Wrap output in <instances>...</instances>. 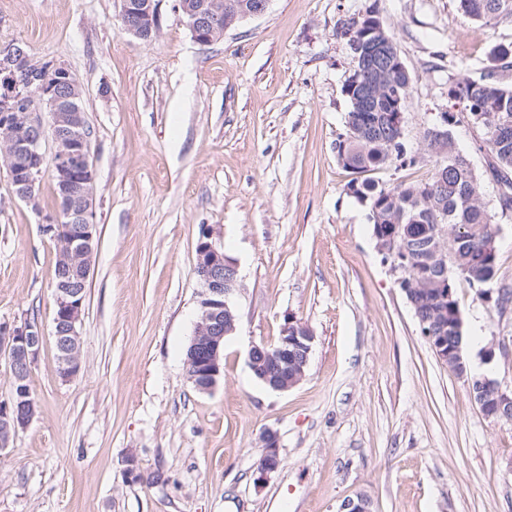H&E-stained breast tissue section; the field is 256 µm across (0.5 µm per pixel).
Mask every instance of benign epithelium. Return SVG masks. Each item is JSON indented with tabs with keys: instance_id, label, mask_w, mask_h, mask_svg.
Returning a JSON list of instances; mask_svg holds the SVG:
<instances>
[{
	"instance_id": "obj_1",
	"label": "benign epithelium",
	"mask_w": 512,
	"mask_h": 512,
	"mask_svg": "<svg viewBox=\"0 0 512 512\" xmlns=\"http://www.w3.org/2000/svg\"><path fill=\"white\" fill-rule=\"evenodd\" d=\"M270 0L259 2L248 9L222 0H176L175 8L185 20L195 41L203 44L214 41L218 30H228L236 21L259 16L268 8ZM120 15L136 20L126 25L124 32L140 40L155 38L159 28L160 0H120ZM367 34L372 36L364 52L362 67L369 79L359 81V74L351 80L360 88V97L367 102L378 98L376 88L389 74L405 71L397 44L382 34L378 19L367 22ZM25 64L27 77L15 76L17 63ZM0 79L8 89L0 97V130L3 131V151L10 162L24 160L29 167L24 174L12 178L15 195L22 201L35 203L31 190L42 174L45 155L41 150L46 136L41 109L46 107L52 116L51 135L57 149L51 158L50 169L57 181V192L63 199L64 210L52 221L42 225V232H55L58 244L57 277L54 281L56 315L53 336L58 348L59 375L68 382L81 369L78 325L84 296L75 282L89 278L95 249L96 224L94 217V172L88 161L90 135L81 102L83 90L77 77L64 65L35 60L21 42H13L0 49ZM403 225L394 226L392 235H375L379 253L395 256L396 239L402 235ZM432 246L421 267L410 273L403 263L393 262L392 273L397 283L412 286L426 280L432 269L448 267L446 240L448 228L437 224L432 233ZM196 275L202 285L198 320L191 341V354L186 360L187 375L200 391L212 390L224 375V339L236 331L238 317L231 304V296L238 284L237 264L210 242V234L202 230L197 246ZM456 335H445L446 326L422 331L436 356L443 363L464 371L462 352L463 326L461 313H455ZM43 340V331L36 322L26 321L21 326L0 325V347L8 350L13 377L12 393L0 402V449L9 447L12 437L33 419L36 406L30 399V373ZM312 332L297 321H290L282 329L278 345L266 351L255 345L249 352L253 373L276 391H286L305 377ZM473 399L488 417L512 410V393L499 384L483 379L477 387L469 388ZM266 453L259 464L261 474L276 470L280 464L276 437L272 432L264 436Z\"/></svg>"
}]
</instances>
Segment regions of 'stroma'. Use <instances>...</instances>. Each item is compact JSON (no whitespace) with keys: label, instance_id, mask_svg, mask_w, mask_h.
I'll return each instance as SVG.
<instances>
[{"label":"stroma","instance_id":"obj_1","mask_svg":"<svg viewBox=\"0 0 512 512\" xmlns=\"http://www.w3.org/2000/svg\"><path fill=\"white\" fill-rule=\"evenodd\" d=\"M174 4L144 42L119 0H0V46L25 43L83 86L97 241L81 370L64 382L41 231L59 210L52 175L34 207L0 163V323L43 330L36 414L0 451V512H339L360 495L371 512H512V420L483 414L466 381L512 391V307L457 279L468 373L442 364L336 158L354 67L343 23L374 9L392 34L417 152L451 83L512 43V18L484 29L458 0H271L202 45ZM205 227L238 267L237 329L207 393L184 365ZM291 319L314 334L309 365L274 391L248 354ZM270 431L280 464L263 475Z\"/></svg>","mask_w":512,"mask_h":512}]
</instances>
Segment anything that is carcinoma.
<instances>
[{"label": "carcinoma", "instance_id": "1", "mask_svg": "<svg viewBox=\"0 0 512 512\" xmlns=\"http://www.w3.org/2000/svg\"><path fill=\"white\" fill-rule=\"evenodd\" d=\"M464 14L485 28L498 19L512 17V0H459ZM494 65L478 81L465 75L448 88V98L460 105L478 128L490 154L489 170L500 186L501 214L512 211V86L499 72L512 69V44L492 49ZM343 93L349 103L345 140L336 142V157L353 175L346 191L369 208L372 226L402 224L407 236L397 239L405 264L419 266L420 255L432 236V225L446 224L448 231L464 229L461 237L448 240L452 253L448 261V287L455 277L481 288L494 281L497 251L494 240L495 214L483 198V186L470 160L461 151L443 153L433 143L432 130L424 134V151L434 159V172L424 183H398L384 186L364 174L389 168L401 169L418 163L407 149L404 127L388 115L393 100L384 98L370 110L355 103L357 91L349 83Z\"/></svg>", "mask_w": 512, "mask_h": 512}]
</instances>
